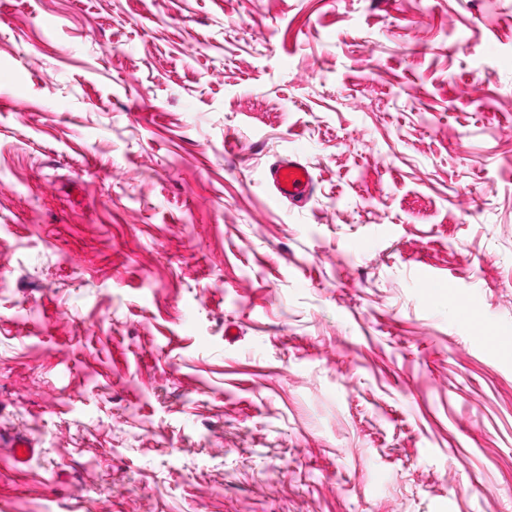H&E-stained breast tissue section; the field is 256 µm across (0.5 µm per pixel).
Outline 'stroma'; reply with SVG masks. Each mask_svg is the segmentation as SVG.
<instances>
[{"label":"stroma","mask_w":512,"mask_h":512,"mask_svg":"<svg viewBox=\"0 0 512 512\" xmlns=\"http://www.w3.org/2000/svg\"><path fill=\"white\" fill-rule=\"evenodd\" d=\"M461 308L512 339V0H0V512H512ZM266 179L273 188L276 201H301L312 190L313 176L309 169L291 158L272 164Z\"/></svg>","instance_id":"35a3bbf8"}]
</instances>
